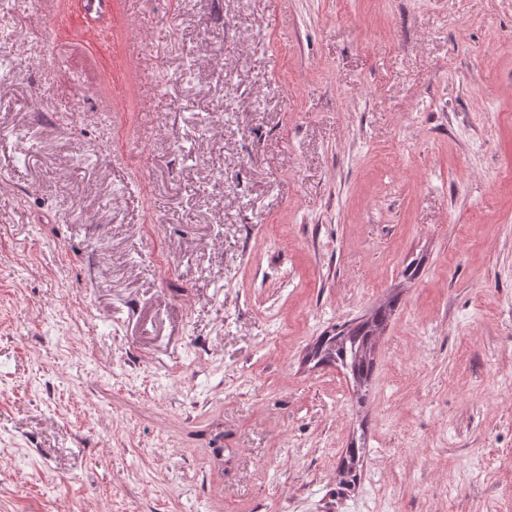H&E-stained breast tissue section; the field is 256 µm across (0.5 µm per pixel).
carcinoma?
Returning <instances> with one entry per match:
<instances>
[{
  "label": "carcinoma",
  "instance_id": "cac0c4a2",
  "mask_svg": "<svg viewBox=\"0 0 512 512\" xmlns=\"http://www.w3.org/2000/svg\"><path fill=\"white\" fill-rule=\"evenodd\" d=\"M386 321V311H378L371 319L351 328H343L332 336H326L316 346L313 356L321 362H338L350 369L357 385H364L373 370L371 358L373 341L378 330ZM365 449L347 450L340 475L342 484L350 485L356 477V467L363 458Z\"/></svg>",
  "mask_w": 512,
  "mask_h": 512
}]
</instances>
